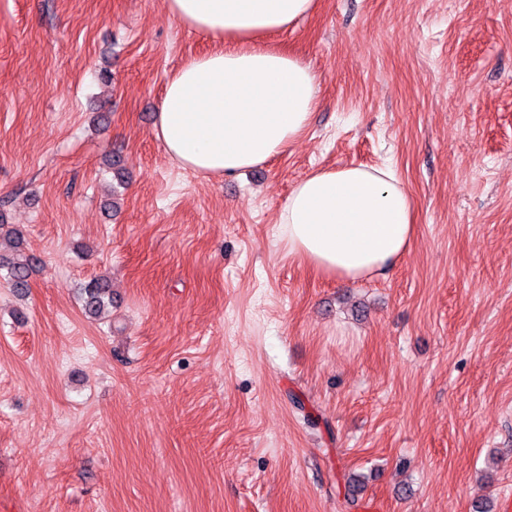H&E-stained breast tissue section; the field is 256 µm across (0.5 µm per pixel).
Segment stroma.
<instances>
[{
	"mask_svg": "<svg viewBox=\"0 0 512 512\" xmlns=\"http://www.w3.org/2000/svg\"><path fill=\"white\" fill-rule=\"evenodd\" d=\"M272 41L318 76L310 125L204 177L154 125L212 41L164 0H0V214L36 259L24 303L0 274L7 512L512 500V0H317ZM383 164L415 208L406 254L355 282L289 254L299 180ZM102 274L97 321L79 290Z\"/></svg>",
	"mask_w": 512,
	"mask_h": 512,
	"instance_id": "35a3bbf8",
	"label": "stroma"
}]
</instances>
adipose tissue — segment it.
<instances>
[{
	"label": "adipose tissue",
	"mask_w": 512,
	"mask_h": 512,
	"mask_svg": "<svg viewBox=\"0 0 512 512\" xmlns=\"http://www.w3.org/2000/svg\"><path fill=\"white\" fill-rule=\"evenodd\" d=\"M315 0H165L181 26L219 40L167 79L155 134L167 155L196 173L234 176L283 153L309 125L316 74L266 44L310 13ZM291 254L336 279L383 274L410 247L416 217L390 165L321 170L281 206Z\"/></svg>",
	"instance_id": "1"
}]
</instances>
